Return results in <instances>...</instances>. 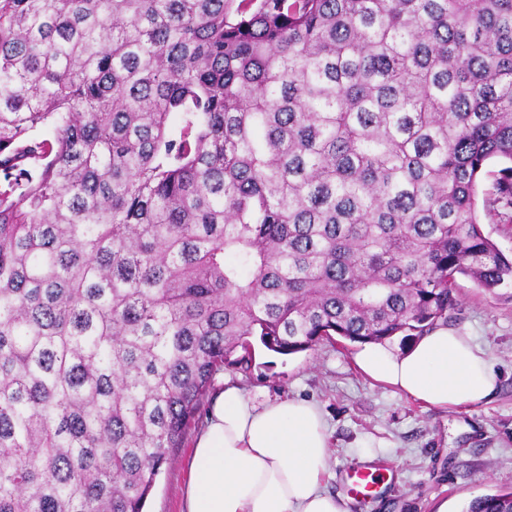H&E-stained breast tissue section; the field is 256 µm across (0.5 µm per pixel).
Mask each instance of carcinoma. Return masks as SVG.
<instances>
[{
	"label": "carcinoma",
	"mask_w": 512,
	"mask_h": 512,
	"mask_svg": "<svg viewBox=\"0 0 512 512\" xmlns=\"http://www.w3.org/2000/svg\"><path fill=\"white\" fill-rule=\"evenodd\" d=\"M492 160L489 213L512 0H0V512H143L254 342L419 338L457 277L512 288ZM499 169V162L491 161L478 187V208L483 223V228L488 233L497 247L508 257L512 255V210L499 209L496 213L486 215L483 210V198L492 192L496 171Z\"/></svg>",
	"instance_id": "obj_1"
}]
</instances>
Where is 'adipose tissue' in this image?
<instances>
[{
  "mask_svg": "<svg viewBox=\"0 0 512 512\" xmlns=\"http://www.w3.org/2000/svg\"><path fill=\"white\" fill-rule=\"evenodd\" d=\"M369 379L434 408L489 399L498 376L469 333L438 324L409 348L364 345L355 356ZM329 426L317 403L259 399L225 385L196 435L183 512H349L324 489Z\"/></svg>",
  "mask_w": 512,
  "mask_h": 512,
  "instance_id": "obj_1",
  "label": "adipose tissue"
}]
</instances>
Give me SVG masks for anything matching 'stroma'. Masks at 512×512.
Returning a JSON list of instances; mask_svg holds the SVG:
<instances>
[{"instance_id": "stroma-1", "label": "stroma", "mask_w": 512, "mask_h": 512, "mask_svg": "<svg viewBox=\"0 0 512 512\" xmlns=\"http://www.w3.org/2000/svg\"><path fill=\"white\" fill-rule=\"evenodd\" d=\"M459 311L450 324L469 331L488 351L499 375L487 402L455 410L429 408L372 382L355 366L357 349L325 342L290 356L256 347L252 367H225L210 387L225 383L268 398L317 403L331 429L330 493L346 495V474L359 465L387 464L383 493L350 501V512H463L476 497L512 490V288L488 292L458 277ZM156 479L147 512H182L189 479L192 434Z\"/></svg>"}]
</instances>
